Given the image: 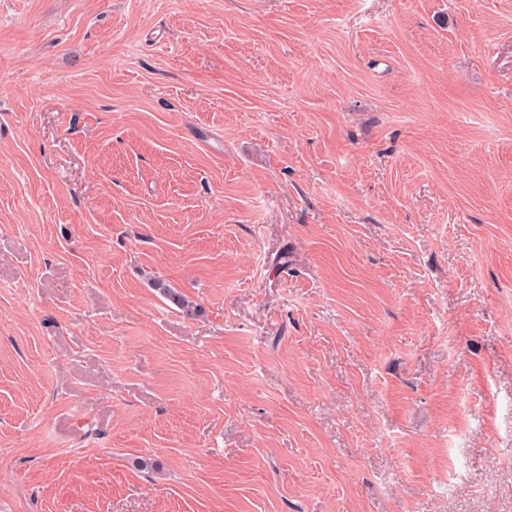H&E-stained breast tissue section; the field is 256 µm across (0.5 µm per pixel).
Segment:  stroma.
Returning a JSON list of instances; mask_svg holds the SVG:
<instances>
[{
    "mask_svg": "<svg viewBox=\"0 0 512 512\" xmlns=\"http://www.w3.org/2000/svg\"><path fill=\"white\" fill-rule=\"evenodd\" d=\"M0 512H512V0H0Z\"/></svg>",
    "mask_w": 512,
    "mask_h": 512,
    "instance_id": "obj_1",
    "label": "stroma"
}]
</instances>
